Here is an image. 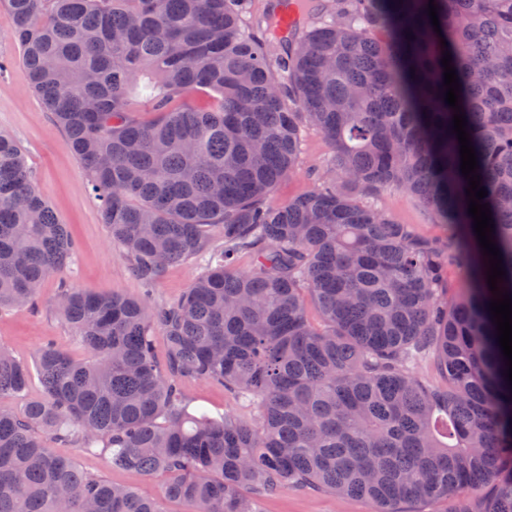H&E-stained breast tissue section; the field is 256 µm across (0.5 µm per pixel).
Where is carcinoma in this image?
<instances>
[{
    "label": "carcinoma",
    "instance_id": "carcinoma-1",
    "mask_svg": "<svg viewBox=\"0 0 512 512\" xmlns=\"http://www.w3.org/2000/svg\"><path fill=\"white\" fill-rule=\"evenodd\" d=\"M291 2V32L278 35L274 2L260 38L243 0H4L31 87L139 281L203 253L210 267L161 306L62 289L91 357L46 343L42 396L0 408V512H164L163 499L259 512L245 490L288 486L375 512H512V382L441 63L450 53L506 271L497 287L512 297V0H434L439 34L429 0H333L320 21L321 0ZM141 97L151 122L134 115ZM304 126L331 144L329 165L314 189L270 205ZM391 188L417 197L446 239L384 213L374 198ZM74 253L0 134V309L32 303ZM421 359L438 381L413 372ZM187 380L255 401V421L191 414ZM29 383L0 345V398ZM46 436L167 475L162 499L81 470Z\"/></svg>",
    "mask_w": 512,
    "mask_h": 512
}]
</instances>
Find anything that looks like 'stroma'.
<instances>
[{"label":"stroma","mask_w":512,"mask_h":512,"mask_svg":"<svg viewBox=\"0 0 512 512\" xmlns=\"http://www.w3.org/2000/svg\"><path fill=\"white\" fill-rule=\"evenodd\" d=\"M12 29V16L0 2V133L11 136L24 151L36 189L52 206L60 222L67 225L76 244L72 262L43 282L32 304L19 310L0 311V344L32 367L38 351L49 340L76 357L88 355L57 315L61 288H83L100 295L121 293L147 299L152 305H163L179 299L206 270L207 262L201 255L170 264L156 287L145 291L113 244L102 222L98 202L86 188L85 170L69 151L64 131L32 91ZM301 138L300 163L278 185L271 203H287L314 188L318 173L332 155L329 142L317 129L304 127ZM378 205L393 220L414 225L425 237L442 239L447 235L445 226L435 223L429 211L410 193L386 191L379 195ZM184 389L194 406L210 416L229 415L248 421L254 415L253 406L232 397L222 385L190 380L185 382ZM63 454L73 458L81 469L129 487L142 496L161 495L164 476L147 477L117 469L107 456L86 454L76 448L64 449ZM262 509L263 512H372L373 505L364 499L332 492L286 489L263 501Z\"/></svg>","instance_id":"35a3bbf8"}]
</instances>
